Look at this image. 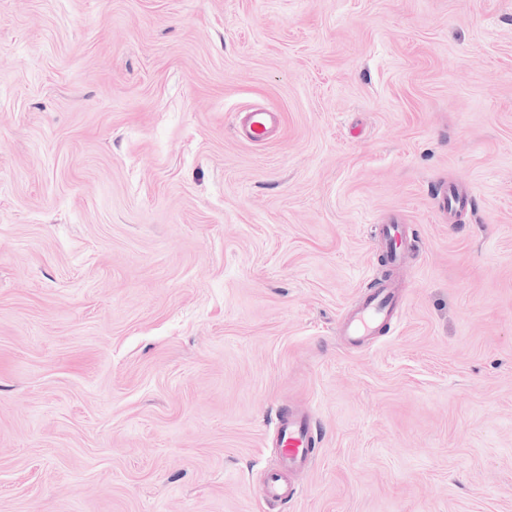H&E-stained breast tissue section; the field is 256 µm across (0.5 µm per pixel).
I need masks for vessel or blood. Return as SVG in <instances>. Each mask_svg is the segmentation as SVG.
<instances>
[{"instance_id": "b4317fda", "label": "vessel or blood", "mask_w": 512, "mask_h": 512, "mask_svg": "<svg viewBox=\"0 0 512 512\" xmlns=\"http://www.w3.org/2000/svg\"><path fill=\"white\" fill-rule=\"evenodd\" d=\"M274 113L256 110L248 113L242 127L243 138L258 141L275 126ZM380 234L384 240L386 256L390 264H401L411 242L406 225L396 222L382 225ZM398 287L387 280L366 297L362 305L345 316L341 323L344 336L354 344L362 343L374 333L378 325L399 316ZM279 444L282 450V466L288 471L305 468L312 458L310 445L313 433L307 416L291 413L277 423Z\"/></svg>"}]
</instances>
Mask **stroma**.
<instances>
[{
  "instance_id": "1",
  "label": "stroma",
  "mask_w": 512,
  "mask_h": 512,
  "mask_svg": "<svg viewBox=\"0 0 512 512\" xmlns=\"http://www.w3.org/2000/svg\"><path fill=\"white\" fill-rule=\"evenodd\" d=\"M0 512H512V0H0ZM275 122L273 112L255 110L246 116L240 135L253 141L261 140L274 128ZM380 234L385 243L389 263L393 265L401 264L411 246L407 225L396 222L382 224ZM400 313L398 287L393 280H386L343 318L340 328L351 343L361 344L380 323L399 317ZM277 427L282 450V469L292 472L305 468L312 458L310 444L315 445L307 416L288 413V416H283L278 421Z\"/></svg>"
}]
</instances>
